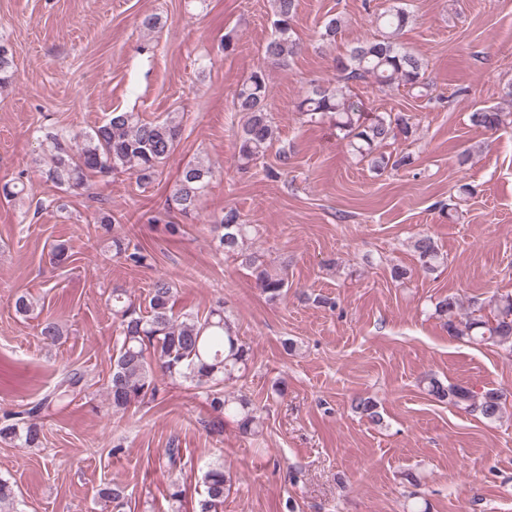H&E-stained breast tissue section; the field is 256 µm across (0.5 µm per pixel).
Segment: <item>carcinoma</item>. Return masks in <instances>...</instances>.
Returning a JSON list of instances; mask_svg holds the SVG:
<instances>
[{
  "label": "carcinoma",
  "mask_w": 512,
  "mask_h": 512,
  "mask_svg": "<svg viewBox=\"0 0 512 512\" xmlns=\"http://www.w3.org/2000/svg\"><path fill=\"white\" fill-rule=\"evenodd\" d=\"M273 34L266 42L264 58L284 64L298 53L299 43L293 37L292 22L297 0H271ZM412 12L402 0L376 17L377 37L354 45L346 55L335 59L336 86L316 84L298 99L296 111L315 122L331 115L341 139L371 169L383 172L388 167L410 164V157L395 160L375 155L378 148L399 139L415 136L411 116L404 112H383L362 117L346 92V83L371 79L379 87L396 85L422 93L425 64L398 42L400 31L409 23ZM345 20L339 15L327 17L321 36L334 42L342 35ZM14 59L9 48L0 43V88L12 84ZM271 87L266 70L252 71L234 94V107L242 114L237 142L236 161L242 171L250 170L275 139L273 118L269 110ZM472 126L482 131H496L505 121V113L497 107H481L470 113ZM182 135V116L170 112L165 118L145 121L135 112H113L100 125L77 134L48 132L42 140L41 177L68 192L87 186L92 177H107L131 172L141 186L152 184L161 167L175 151ZM212 168L202 161L187 164L177 176L170 195L171 208L188 218L196 209L200 196L210 183ZM255 232L245 224L234 208H227L211 224L217 250L242 258L251 269L257 288L267 300L281 299L288 290L287 277L270 269L263 255L246 252L244 243ZM112 255L135 267L148 265L149 254L119 234L112 235ZM420 269L436 271L444 264L435 239L420 234L411 241ZM173 288L164 279L156 280L145 297V306L135 304L127 290L112 289V314L117 320V343L112 355V374L106 384V395L112 408L125 410L156 397L161 378L181 380L204 390L209 407L220 417L236 424L244 435L256 436L263 430L261 409L243 394L225 391L239 381L251 360L250 347L239 336L234 322L226 314L224 300H217L207 314L177 315L171 304ZM485 306L473 302L471 315L458 320V301L445 296L435 303L434 313L448 329V335L468 337L476 342L491 341L512 348V295L494 300L492 316L483 314ZM423 390L439 402L466 413H475L487 422L502 418L505 410L503 394L494 389L476 392L461 385L446 383L432 374L421 377ZM88 385L86 374L69 369L49 393L30 407L10 411L0 417V442H18L25 448L42 444V412L53 406L63 408L72 403ZM352 408L371 423L383 421L377 401L358 395ZM203 490L196 512H224V497L232 486L230 472L220 461L211 462L202 477Z\"/></svg>",
  "instance_id": "cac0c4a2"
}]
</instances>
